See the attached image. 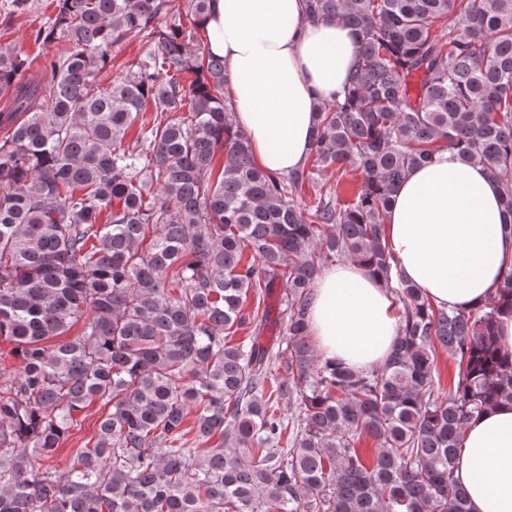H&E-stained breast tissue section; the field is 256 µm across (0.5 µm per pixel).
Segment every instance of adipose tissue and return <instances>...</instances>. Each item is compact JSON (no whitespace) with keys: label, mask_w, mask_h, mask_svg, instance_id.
I'll list each match as a JSON object with an SVG mask.
<instances>
[{"label":"adipose tissue","mask_w":512,"mask_h":512,"mask_svg":"<svg viewBox=\"0 0 512 512\" xmlns=\"http://www.w3.org/2000/svg\"><path fill=\"white\" fill-rule=\"evenodd\" d=\"M207 49L223 57L233 120L258 166L286 175L303 166L317 104L342 90L359 44L337 20L309 21L304 0H211ZM501 187L478 165L443 151L409 171L385 223L394 263L437 304H483L512 265ZM323 358L356 370L379 367L398 335L392 296L364 266L323 270L309 314ZM455 477L471 512H512V403L470 421Z\"/></svg>","instance_id":"1"}]
</instances>
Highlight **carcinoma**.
<instances>
[{
    "label": "carcinoma",
    "mask_w": 512,
    "mask_h": 512,
    "mask_svg": "<svg viewBox=\"0 0 512 512\" xmlns=\"http://www.w3.org/2000/svg\"><path fill=\"white\" fill-rule=\"evenodd\" d=\"M53 5L32 38L65 48L34 73L0 50V338L19 360L0 378V512H470L457 450L469 420L512 402L495 333L512 267L483 306L438 305L394 270L385 216L448 149L497 179L512 229V0H305L359 53L286 176L256 165L224 58L198 44L210 0ZM329 170L361 177L352 198L320 183ZM334 261L394 296L380 368L317 354L313 286ZM278 284L274 315L261 301ZM279 323L281 348L262 344ZM439 346L457 366L446 389ZM96 401L93 446L57 468ZM104 413V407L95 402L86 407L78 416V427L72 429L68 437L57 449L52 464L60 468L65 467L69 460L70 453L74 448H80L82 444L89 441L95 434L98 420Z\"/></svg>",
    "instance_id": "obj_1"
}]
</instances>
